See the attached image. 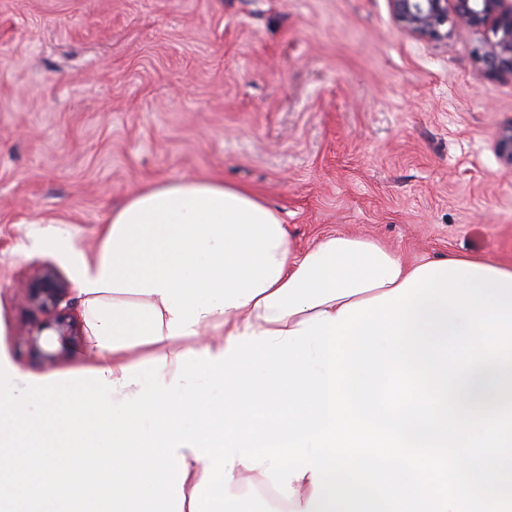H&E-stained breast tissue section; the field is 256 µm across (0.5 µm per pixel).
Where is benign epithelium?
<instances>
[{
  "label": "benign epithelium",
  "instance_id": "7a95c632",
  "mask_svg": "<svg viewBox=\"0 0 512 512\" xmlns=\"http://www.w3.org/2000/svg\"><path fill=\"white\" fill-rule=\"evenodd\" d=\"M392 13L411 37L446 43L448 21L482 36L476 51L477 76H512V0H389ZM37 316L25 343L43 363L62 356L79 335L72 285L51 266L38 269L22 287Z\"/></svg>",
  "mask_w": 512,
  "mask_h": 512
}]
</instances>
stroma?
<instances>
[{"label": "stroma", "mask_w": 512, "mask_h": 512, "mask_svg": "<svg viewBox=\"0 0 512 512\" xmlns=\"http://www.w3.org/2000/svg\"><path fill=\"white\" fill-rule=\"evenodd\" d=\"M479 37L408 36L388 0H0V358L16 386L82 378L88 338L40 365L16 288L69 282L135 190L216 176L260 194L298 248L341 231L407 260L512 261V77Z\"/></svg>", "instance_id": "obj_1"}]
</instances>
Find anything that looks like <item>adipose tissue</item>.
<instances>
[{
    "label": "adipose tissue",
    "instance_id": "adipose-tissue-1",
    "mask_svg": "<svg viewBox=\"0 0 512 512\" xmlns=\"http://www.w3.org/2000/svg\"><path fill=\"white\" fill-rule=\"evenodd\" d=\"M77 269L96 370L121 381L131 345L165 359L180 338L205 336L211 356L230 337L291 331L389 292L415 264L381 242L343 232L297 249L282 217L247 187L219 179L156 182L104 219L93 257L55 236Z\"/></svg>",
    "mask_w": 512,
    "mask_h": 512
}]
</instances>
